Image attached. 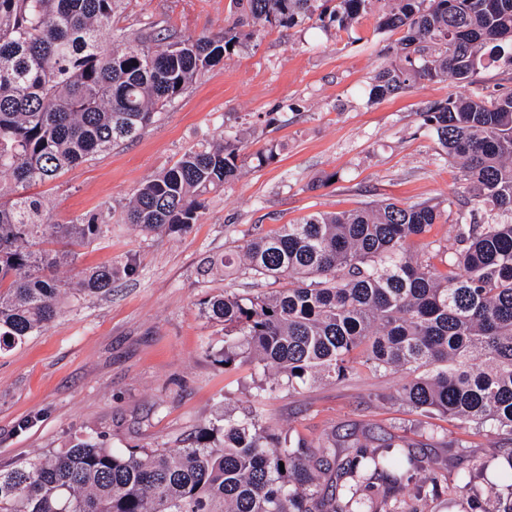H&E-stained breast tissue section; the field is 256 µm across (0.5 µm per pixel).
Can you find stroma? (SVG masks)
<instances>
[{
	"label": "stroma",
	"instance_id": "35a3bbf8",
	"mask_svg": "<svg viewBox=\"0 0 512 512\" xmlns=\"http://www.w3.org/2000/svg\"><path fill=\"white\" fill-rule=\"evenodd\" d=\"M228 5L132 0L126 15L131 24L161 20L182 34L219 36ZM386 7L373 0L347 30L312 21L259 28L247 46L203 71L140 139L30 187L54 222L66 224L104 203L126 204L201 141L237 139L249 156L238 180L208 194L201 219L185 233L147 239L116 224L79 247L62 277L108 261L136 272L120 276L111 293L70 298L52 324L0 353V465L96 434L117 451L180 448L223 413L249 408L295 439L353 433L371 450L382 438L452 474L477 459L504 466L498 440L481 428L425 417L397 400L396 374L362 367L341 381L266 391L273 373L249 362L227 369L214 358L224 331L205 318V301L227 288L256 294L270 283L245 270L204 279L198 266L254 233L369 202L427 201L442 216L426 242L435 249L453 241L461 169L441 159L421 114L452 95L492 91L512 78V66L500 60L471 85L422 80L370 101L373 79L394 60L401 37L378 29ZM271 148L275 159L258 163Z\"/></svg>",
	"mask_w": 512,
	"mask_h": 512
}]
</instances>
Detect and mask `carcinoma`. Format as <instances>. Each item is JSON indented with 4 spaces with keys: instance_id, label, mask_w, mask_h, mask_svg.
Segmentation results:
<instances>
[{
    "instance_id": "cac0c4a2",
    "label": "carcinoma",
    "mask_w": 512,
    "mask_h": 512,
    "mask_svg": "<svg viewBox=\"0 0 512 512\" xmlns=\"http://www.w3.org/2000/svg\"><path fill=\"white\" fill-rule=\"evenodd\" d=\"M129 0H0V351L49 326L69 291H112V262L60 277L73 248L103 233L112 211L50 221L30 185L138 139L197 76L257 27L307 20L350 28L372 0H230L224 33L178 35L158 20L119 26ZM379 27L399 30V62L375 76L376 99L420 80L473 83L484 59L512 66V0H392ZM460 162L469 201L456 212L446 269L419 241L438 206L380 201L284 224L201 263V277L244 266L278 288L206 302L224 326L220 362H254L294 389L361 364L401 374L398 399L426 417L472 422L512 460V88L421 113ZM222 139L188 148L144 182L120 220L144 237L198 223L202 196L247 163ZM460 496L481 487L455 476ZM448 475L388 445L348 455L328 437L291 440L255 412L224 413L183 448L117 453L88 436L0 465V512H426Z\"/></svg>"
}]
</instances>
